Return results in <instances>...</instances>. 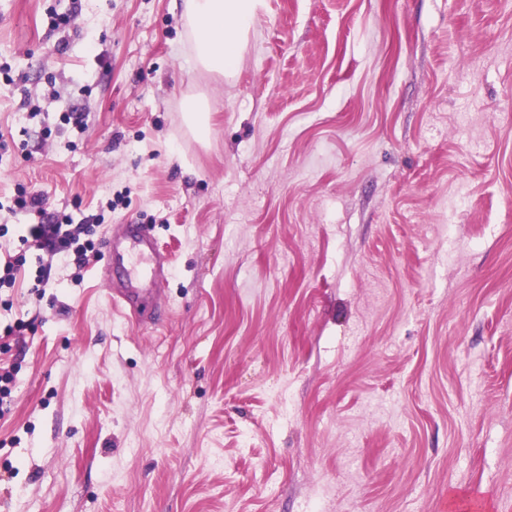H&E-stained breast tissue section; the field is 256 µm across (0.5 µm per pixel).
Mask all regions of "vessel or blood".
<instances>
[{"mask_svg":"<svg viewBox=\"0 0 512 512\" xmlns=\"http://www.w3.org/2000/svg\"><path fill=\"white\" fill-rule=\"evenodd\" d=\"M104 259V281H111L113 271L123 273L120 287L110 292L112 302L126 309L137 325L151 324L153 318L147 314L143 299L155 294L165 273L164 255L156 237L144 225H126L121 233L106 239Z\"/></svg>","mask_w":512,"mask_h":512,"instance_id":"obj_1","label":"vessel or blood"}]
</instances>
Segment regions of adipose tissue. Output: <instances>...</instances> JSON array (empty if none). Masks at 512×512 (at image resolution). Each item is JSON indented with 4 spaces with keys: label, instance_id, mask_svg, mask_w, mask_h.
Here are the masks:
<instances>
[{
    "label": "adipose tissue",
    "instance_id": "ef3b65f1",
    "mask_svg": "<svg viewBox=\"0 0 512 512\" xmlns=\"http://www.w3.org/2000/svg\"><path fill=\"white\" fill-rule=\"evenodd\" d=\"M261 0H183L194 66L216 76L232 73Z\"/></svg>",
    "mask_w": 512,
    "mask_h": 512
}]
</instances>
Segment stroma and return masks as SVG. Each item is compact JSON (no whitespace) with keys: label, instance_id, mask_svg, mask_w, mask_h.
<instances>
[{"label":"stroma","instance_id":"obj_1","mask_svg":"<svg viewBox=\"0 0 512 512\" xmlns=\"http://www.w3.org/2000/svg\"><path fill=\"white\" fill-rule=\"evenodd\" d=\"M181 4L0 0V202L169 262L0 291V512H512V0H263L222 78ZM185 112H188V123L191 130L198 136H206L210 130V116L205 98L202 96L187 98ZM102 277L110 283V298L128 311L129 318L139 326L154 323L146 313L142 299L155 294L163 281L165 260L157 239L142 224H126L120 234L105 241ZM112 270H121L119 289L112 290Z\"/></svg>","mask_w":512,"mask_h":512}]
</instances>
